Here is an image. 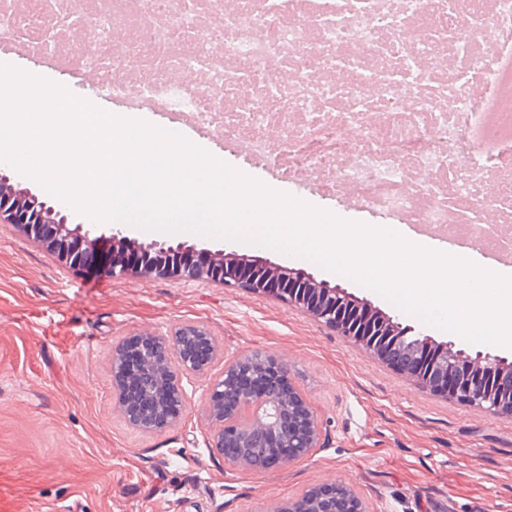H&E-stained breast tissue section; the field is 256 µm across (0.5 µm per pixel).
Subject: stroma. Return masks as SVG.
<instances>
[{
  "mask_svg": "<svg viewBox=\"0 0 512 512\" xmlns=\"http://www.w3.org/2000/svg\"><path fill=\"white\" fill-rule=\"evenodd\" d=\"M0 64L67 87L93 84L14 46L0 47ZM288 193L347 221H388L348 195L324 199L302 186ZM179 239L288 262L247 243ZM304 269L420 335L476 350L344 276L311 262ZM181 324L213 336L212 373L256 350L287 362L322 426L317 447L269 469L231 466L207 446L205 392L194 379L185 384L182 424L152 435L128 429L113 401V347ZM336 481L370 512H512V418L423 391L273 296L214 280L79 275L0 225V512H255Z\"/></svg>",
  "mask_w": 512,
  "mask_h": 512,
  "instance_id": "obj_1",
  "label": "stroma"
}]
</instances>
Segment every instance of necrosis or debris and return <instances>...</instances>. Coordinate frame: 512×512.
<instances>
[{"label":"necrosis or debris","instance_id":"obj_1","mask_svg":"<svg viewBox=\"0 0 512 512\" xmlns=\"http://www.w3.org/2000/svg\"><path fill=\"white\" fill-rule=\"evenodd\" d=\"M0 0V46H71L94 93L283 183L512 252V140L460 161L512 54V0Z\"/></svg>","mask_w":512,"mask_h":512}]
</instances>
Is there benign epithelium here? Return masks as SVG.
I'll return each mask as SVG.
<instances>
[{"instance_id":"obj_1","label":"benign epithelium","mask_w":512,"mask_h":512,"mask_svg":"<svg viewBox=\"0 0 512 512\" xmlns=\"http://www.w3.org/2000/svg\"><path fill=\"white\" fill-rule=\"evenodd\" d=\"M47 204L27 192L18 195L11 178L0 168V224L21 228L41 242L58 260L79 273L93 268L106 256L114 277L154 275L174 282L218 279L225 285L254 293L269 294L290 307L312 314L320 323L335 328L402 374L435 395L492 415L512 417V369L508 361L489 352L464 356L453 344L445 363L427 359L425 347L433 345L424 336L413 337L404 326L353 299L339 287L330 288L309 273L257 256L226 255L223 251L198 249L183 243L153 240L139 242L131 251L134 261L118 246L129 238L115 231L95 234L96 228L65 232L67 217L57 222L45 218ZM136 355L127 356L129 341L112 349V382L115 405L132 429L153 434L180 424L184 419V379L206 381L207 404L203 417L208 447L224 453L225 460L244 469L267 468L284 460L305 456L320 436L317 416L294 386L288 365L270 354L255 352L224 366L217 376L208 375L216 355L211 336L201 327L184 325L169 334L145 333L135 337ZM275 379L262 394L251 391L246 381L261 378L268 368ZM140 385L144 406L129 408L123 399V383ZM254 512H369L365 503L343 483L326 484L304 493L286 506L260 507Z\"/></svg>"}]
</instances>
